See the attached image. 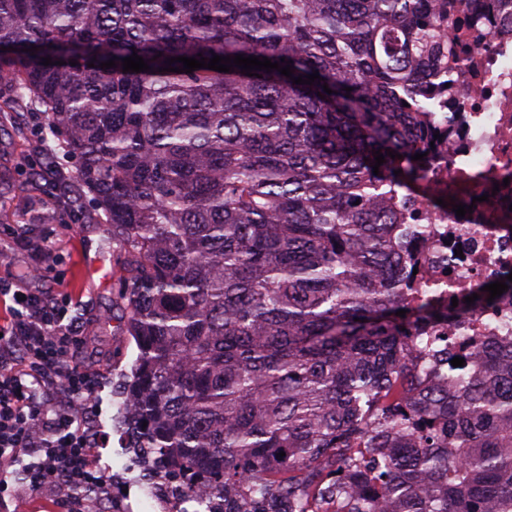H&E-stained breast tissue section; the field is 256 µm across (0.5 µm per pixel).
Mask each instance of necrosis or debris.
Returning <instances> with one entry per match:
<instances>
[{
  "label": "necrosis or debris",
  "instance_id": "4bbe7bcc",
  "mask_svg": "<svg viewBox=\"0 0 512 512\" xmlns=\"http://www.w3.org/2000/svg\"><path fill=\"white\" fill-rule=\"evenodd\" d=\"M460 24L466 50L448 65L450 85L430 104L441 140L428 149L419 190L398 198L401 221L424 230L409 248L419 260L415 299L448 302L512 273V0H482ZM451 195L452 207L437 205ZM470 206L457 216L454 207ZM512 332V297L451 330L466 339Z\"/></svg>",
  "mask_w": 512,
  "mask_h": 512
}]
</instances>
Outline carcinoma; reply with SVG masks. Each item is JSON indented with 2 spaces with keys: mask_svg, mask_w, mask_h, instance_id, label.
<instances>
[{
  "mask_svg": "<svg viewBox=\"0 0 512 512\" xmlns=\"http://www.w3.org/2000/svg\"><path fill=\"white\" fill-rule=\"evenodd\" d=\"M475 6L0 0V118L43 120L115 245L125 431L176 490L221 512H512V335L458 373L448 337L415 335L448 308L401 286L395 196L424 179L429 92ZM134 53L150 70L123 72ZM238 54L292 77L165 71Z\"/></svg>",
  "mask_w": 512,
  "mask_h": 512,
  "instance_id": "1",
  "label": "carcinoma"
}]
</instances>
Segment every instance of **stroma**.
Here are the masks:
<instances>
[{
    "label": "stroma",
    "instance_id": "35a3bbf8",
    "mask_svg": "<svg viewBox=\"0 0 512 512\" xmlns=\"http://www.w3.org/2000/svg\"><path fill=\"white\" fill-rule=\"evenodd\" d=\"M16 138L14 124L0 125V201L6 206L0 215V279L41 263L39 255L17 243V236L50 238L54 261L44 277L31 285L71 299L82 323L84 340L75 360L98 373L92 415L106 434L103 446L92 452V463L113 486H126L133 512H159L148 496L143 467L135 465L132 453L117 436L123 402L119 385L137 349L131 337L123 335L121 311L114 303L112 243L99 225L62 208L60 198L69 194L70 183L61 184L52 194L31 190L29 165L13 154Z\"/></svg>",
    "mask_w": 512,
    "mask_h": 512
}]
</instances>
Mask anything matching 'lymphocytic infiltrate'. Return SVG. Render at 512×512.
<instances>
[{
  "instance_id": "1",
  "label": "lymphocytic infiltrate",
  "mask_w": 512,
  "mask_h": 512,
  "mask_svg": "<svg viewBox=\"0 0 512 512\" xmlns=\"http://www.w3.org/2000/svg\"><path fill=\"white\" fill-rule=\"evenodd\" d=\"M12 299L11 319L0 325V493L4 474L21 472L27 488L66 487L70 512L105 478L90 460L86 408L96 374L73 359L81 341L68 309L24 280L0 281V299Z\"/></svg>"
}]
</instances>
